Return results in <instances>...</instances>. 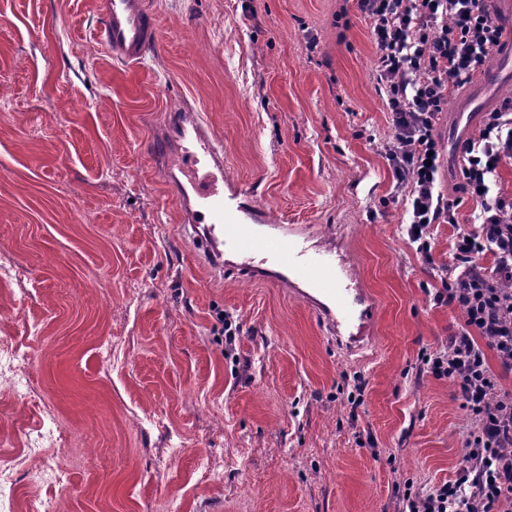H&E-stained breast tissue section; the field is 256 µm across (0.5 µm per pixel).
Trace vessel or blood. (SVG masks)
<instances>
[{
    "label": "vessel or blood",
    "instance_id": "obj_1",
    "mask_svg": "<svg viewBox=\"0 0 512 512\" xmlns=\"http://www.w3.org/2000/svg\"><path fill=\"white\" fill-rule=\"evenodd\" d=\"M95 9L103 23L94 40L113 58L138 65L156 48L160 29L148 0H95ZM165 122L179 136L155 155L173 156L182 178L171 181L169 192L182 222L201 229L203 251L238 254L249 273L261 264L286 271L304 284L303 298L319 296L312 309L338 346L351 353L366 349L372 309L347 261L337 260L331 245L313 247L286 225L266 224L262 210L248 206L244 190L225 194L224 148L196 108L168 112Z\"/></svg>",
    "mask_w": 512,
    "mask_h": 512
}]
</instances>
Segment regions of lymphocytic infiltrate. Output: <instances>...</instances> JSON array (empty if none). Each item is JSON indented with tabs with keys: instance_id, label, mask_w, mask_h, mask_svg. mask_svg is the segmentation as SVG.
Listing matches in <instances>:
<instances>
[{
	"instance_id": "lymphocytic-infiltrate-1",
	"label": "lymphocytic infiltrate",
	"mask_w": 512,
	"mask_h": 512,
	"mask_svg": "<svg viewBox=\"0 0 512 512\" xmlns=\"http://www.w3.org/2000/svg\"><path fill=\"white\" fill-rule=\"evenodd\" d=\"M370 22L376 80L392 119L387 158L405 194L408 234L422 255L430 227L455 229L454 274L435 302L456 305L458 334L423 363L451 380L474 420L455 480L424 494L403 493V512H512V396L502 393L486 353L512 368V199L497 192L498 170L512 160V96L488 111L459 163V189L479 208L461 223L459 198L438 188L440 143L434 135L448 95L463 88L500 45L504 28L482 0H357ZM491 265H483L484 257Z\"/></svg>"
}]
</instances>
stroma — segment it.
I'll return each instance as SVG.
<instances>
[{
    "instance_id": "35a3bbf8",
    "label": "stroma",
    "mask_w": 512,
    "mask_h": 512,
    "mask_svg": "<svg viewBox=\"0 0 512 512\" xmlns=\"http://www.w3.org/2000/svg\"><path fill=\"white\" fill-rule=\"evenodd\" d=\"M93 2L0 0V340L33 386H0V512H398L454 480L472 420L421 361L463 324L433 299L454 229L427 259L409 240L356 0H149L137 67L92 39ZM187 103L225 185L341 247L372 293L366 354L202 263L149 150ZM50 417L62 440L25 453Z\"/></svg>"
}]
</instances>
